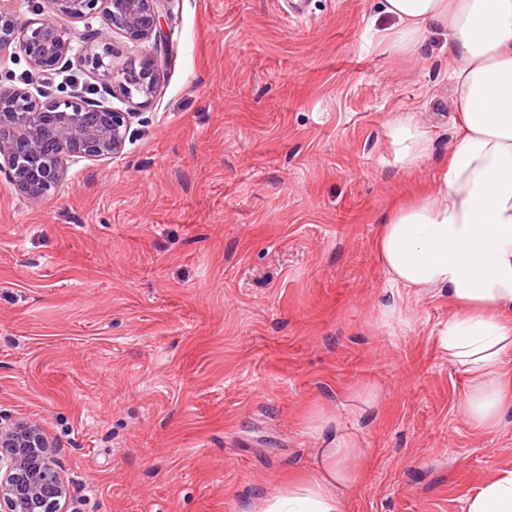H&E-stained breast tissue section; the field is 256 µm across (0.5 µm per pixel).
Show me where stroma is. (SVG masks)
<instances>
[{
    "label": "stroma",
    "instance_id": "stroma-1",
    "mask_svg": "<svg viewBox=\"0 0 512 512\" xmlns=\"http://www.w3.org/2000/svg\"><path fill=\"white\" fill-rule=\"evenodd\" d=\"M292 7L165 0L157 93L123 153L70 163L38 206L0 172V419L60 448L67 512H250L329 432L369 458L342 512H466L512 468V413L489 438L458 410L447 292L394 287L374 248L457 141L443 39L387 49L379 0ZM58 23L105 67L72 59L33 97L122 108L151 44L93 41L98 12ZM399 112L432 139L410 175Z\"/></svg>",
    "mask_w": 512,
    "mask_h": 512
}]
</instances>
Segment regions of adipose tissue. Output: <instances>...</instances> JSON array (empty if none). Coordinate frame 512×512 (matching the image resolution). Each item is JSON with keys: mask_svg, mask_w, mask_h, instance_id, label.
<instances>
[{"mask_svg": "<svg viewBox=\"0 0 512 512\" xmlns=\"http://www.w3.org/2000/svg\"><path fill=\"white\" fill-rule=\"evenodd\" d=\"M395 17L390 50L412 52L426 35L444 39L452 64L459 136L434 190L392 211L376 238L390 282L417 294L448 291L445 348L466 378L460 412L496 435L512 411V0H382ZM394 160L418 168L428 130L406 112L389 122ZM363 451L339 436L316 449L314 470L291 473L254 512H341L359 480ZM466 512H512V469L496 470Z\"/></svg>", "mask_w": 512, "mask_h": 512, "instance_id": "1", "label": "adipose tissue"}]
</instances>
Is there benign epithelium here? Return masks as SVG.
Returning <instances> with one entry per match:
<instances>
[{
    "label": "benign epithelium",
    "mask_w": 512,
    "mask_h": 512,
    "mask_svg": "<svg viewBox=\"0 0 512 512\" xmlns=\"http://www.w3.org/2000/svg\"><path fill=\"white\" fill-rule=\"evenodd\" d=\"M162 0H43L48 16L20 23L0 8V52L14 45L24 54L28 80L37 81L71 59L77 37L49 15L78 20L100 9L105 27L96 33L106 45L120 32L136 42L157 40ZM158 57H146L124 72L119 90L125 110L86 96L38 102L25 88L0 84V171L19 192L38 204L64 180L67 162L107 161L122 154L133 119L154 96ZM70 486L59 449L42 427L25 421L0 423V512H66Z\"/></svg>",
    "instance_id": "obj_1"
}]
</instances>
